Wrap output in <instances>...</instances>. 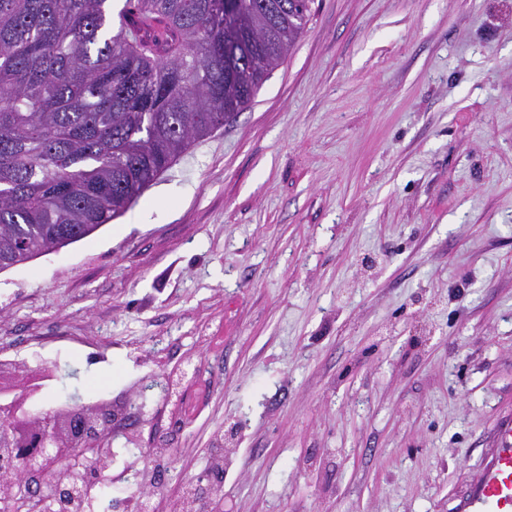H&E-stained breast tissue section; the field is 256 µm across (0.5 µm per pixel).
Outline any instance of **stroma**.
Listing matches in <instances>:
<instances>
[{
  "mask_svg": "<svg viewBox=\"0 0 512 512\" xmlns=\"http://www.w3.org/2000/svg\"><path fill=\"white\" fill-rule=\"evenodd\" d=\"M33 409L173 433L153 512L224 447V512H448L512 411V0H313L251 105L125 214L0 271Z\"/></svg>",
  "mask_w": 512,
  "mask_h": 512,
  "instance_id": "1",
  "label": "stroma"
}]
</instances>
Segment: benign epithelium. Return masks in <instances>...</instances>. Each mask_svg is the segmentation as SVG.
<instances>
[{
	"label": "benign epithelium",
	"mask_w": 512,
	"mask_h": 512,
	"mask_svg": "<svg viewBox=\"0 0 512 512\" xmlns=\"http://www.w3.org/2000/svg\"><path fill=\"white\" fill-rule=\"evenodd\" d=\"M39 390V385L27 380L13 397L0 399V431L8 442V447L0 448V504L35 500L40 512H58L55 505L79 496L83 487L74 480L34 483L32 473L50 474L80 451L90 424L116 413L108 404L89 403L67 413L35 414L28 402Z\"/></svg>",
	"instance_id": "7a95c632"
}]
</instances>
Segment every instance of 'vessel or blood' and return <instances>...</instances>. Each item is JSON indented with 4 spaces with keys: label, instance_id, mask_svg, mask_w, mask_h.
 Segmentation results:
<instances>
[{
    "label": "vessel or blood",
    "instance_id": "b4317fda",
    "mask_svg": "<svg viewBox=\"0 0 512 512\" xmlns=\"http://www.w3.org/2000/svg\"><path fill=\"white\" fill-rule=\"evenodd\" d=\"M448 512H512V412L495 430L478 481L452 501Z\"/></svg>",
    "mask_w": 512,
    "mask_h": 512
}]
</instances>
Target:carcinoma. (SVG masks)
<instances>
[{
  "label": "carcinoma",
  "mask_w": 512,
  "mask_h": 512,
  "mask_svg": "<svg viewBox=\"0 0 512 512\" xmlns=\"http://www.w3.org/2000/svg\"><path fill=\"white\" fill-rule=\"evenodd\" d=\"M313 0H0V271L121 216L253 101Z\"/></svg>",
  "instance_id": "carcinoma-1"
}]
</instances>
